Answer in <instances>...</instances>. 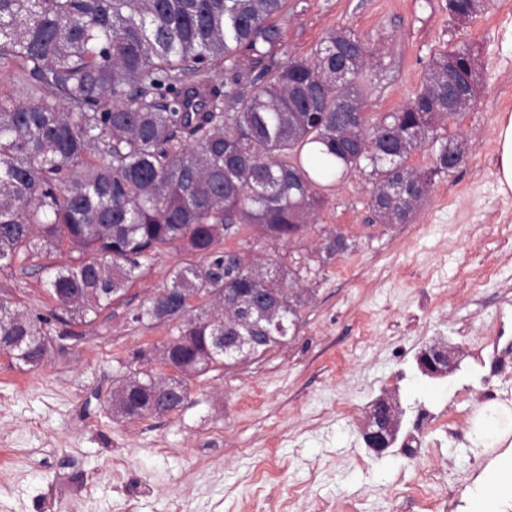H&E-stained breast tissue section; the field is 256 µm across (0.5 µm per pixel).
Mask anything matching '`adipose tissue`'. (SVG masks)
<instances>
[{"label":"adipose tissue","mask_w":512,"mask_h":512,"mask_svg":"<svg viewBox=\"0 0 512 512\" xmlns=\"http://www.w3.org/2000/svg\"><path fill=\"white\" fill-rule=\"evenodd\" d=\"M467 440L476 454L499 448L468 488L462 512H512V408L502 402L482 405Z\"/></svg>","instance_id":"1"}]
</instances>
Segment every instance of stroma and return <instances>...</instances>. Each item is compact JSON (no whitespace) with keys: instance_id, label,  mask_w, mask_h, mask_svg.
Returning a JSON list of instances; mask_svg holds the SVG:
<instances>
[{"instance_id":"35a3bbf8","label":"stroma","mask_w":512,"mask_h":512,"mask_svg":"<svg viewBox=\"0 0 512 512\" xmlns=\"http://www.w3.org/2000/svg\"><path fill=\"white\" fill-rule=\"evenodd\" d=\"M447 0H288L281 52L311 55L344 28L373 54L366 112L392 111L420 88L436 53L474 47L476 102L443 135L463 139L456 169L435 174L407 224L369 208L372 179L354 170L327 183L315 228L264 258L313 263V298L295 335L251 361L191 379L175 412L115 417L110 398L178 334L176 322L133 321L185 254L141 259L124 295L91 322L63 313L32 367L0 352V512H455L485 461L464 448L483 403L512 400V189L498 180L499 127L512 119V0H486L472 20ZM348 250L317 264L321 229ZM68 252L0 265V301L56 310L46 291ZM500 335L498 347L487 337ZM441 341L448 375L420 372ZM387 395L400 428L383 454L362 437Z\"/></svg>"}]
</instances>
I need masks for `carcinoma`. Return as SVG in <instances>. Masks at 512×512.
<instances>
[{
  "mask_svg": "<svg viewBox=\"0 0 512 512\" xmlns=\"http://www.w3.org/2000/svg\"><path fill=\"white\" fill-rule=\"evenodd\" d=\"M287 0H0V67L25 75V98L0 93V261L68 241L79 258L47 291L81 320L121 298L139 259L179 247L198 256L170 291L134 316L171 320L188 293L210 297L187 317L166 361L182 378L135 373L118 385L121 417L180 407L188 380L278 345L308 300L309 264L272 263L222 246L303 238L324 205L322 183L370 169V208L409 223L432 176L456 168L457 139L437 134L477 95L473 49L437 53L422 86L392 112L364 113L370 53L331 31L311 57L281 58L275 22ZM472 19L483 0H448ZM232 74L209 81L221 62ZM358 104L357 122L342 103ZM428 137L434 167L407 164ZM349 248L325 232L317 262ZM51 319L0 303V352L30 366L48 352Z\"/></svg>",
  "mask_w": 512,
  "mask_h": 512,
  "instance_id": "cac0c4a2",
  "label": "carcinoma"
}]
</instances>
